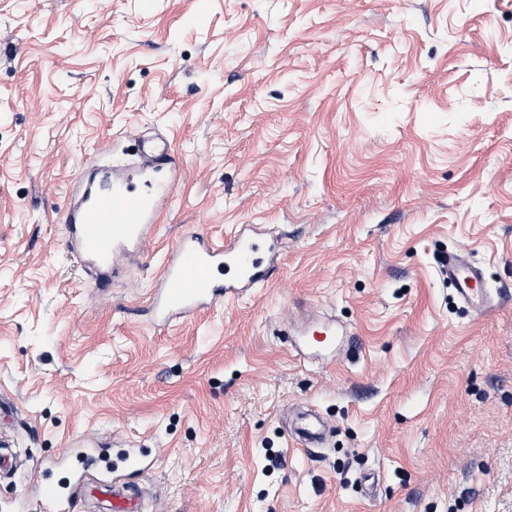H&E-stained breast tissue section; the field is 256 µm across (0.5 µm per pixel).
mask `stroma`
I'll return each instance as SVG.
<instances>
[{
    "label": "stroma",
    "instance_id": "1",
    "mask_svg": "<svg viewBox=\"0 0 512 512\" xmlns=\"http://www.w3.org/2000/svg\"><path fill=\"white\" fill-rule=\"evenodd\" d=\"M142 135L180 175L98 288L63 216ZM239 224L288 235L268 286L156 324L178 240ZM0 398L23 512L81 439L149 449L150 512H512V0H0ZM442 268L463 307L474 312H483L492 307V294L490 288H486L482 268L470 264L457 251H448L443 258ZM323 433L324 423L314 414L302 417L295 428V435L311 448L318 447L322 443Z\"/></svg>",
    "mask_w": 512,
    "mask_h": 512
}]
</instances>
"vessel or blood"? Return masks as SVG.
I'll use <instances>...</instances> for the list:
<instances>
[{
    "label": "vessel or blood",
    "instance_id": "b4317fda",
    "mask_svg": "<svg viewBox=\"0 0 512 512\" xmlns=\"http://www.w3.org/2000/svg\"><path fill=\"white\" fill-rule=\"evenodd\" d=\"M172 153L166 139L142 140L137 168L144 183L140 190L121 171L113 174L112 188L107 192L89 184H74V203L65 216V224L72 254L81 264L96 270L110 267L117 257L154 235L155 217L175 184L170 167ZM278 236L273 227L264 234L235 231L220 245L194 234L185 236L150 290L154 317L169 323L234 296L239 289L264 284L271 275V241ZM221 268L228 277L220 283L212 273ZM442 268L463 307L474 312L491 308L492 294L482 268L470 264L456 251L444 257ZM323 433L324 423L314 414L302 417L295 428L296 436L312 448L321 444ZM48 467V474L37 486L44 512H75L82 481L54 479L56 462H49ZM109 492L112 512H143L140 491L128 483H112Z\"/></svg>",
    "mask_w": 512,
    "mask_h": 512
}]
</instances>
